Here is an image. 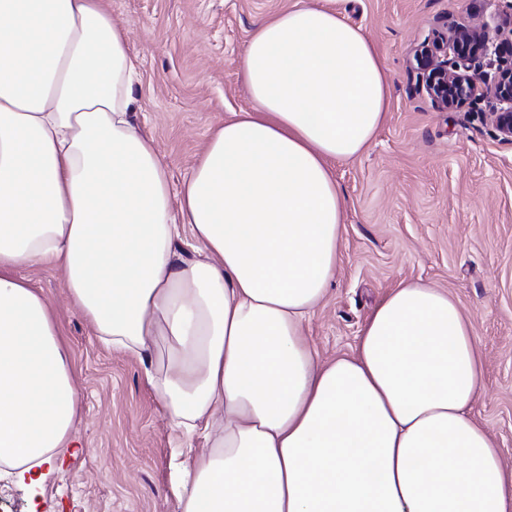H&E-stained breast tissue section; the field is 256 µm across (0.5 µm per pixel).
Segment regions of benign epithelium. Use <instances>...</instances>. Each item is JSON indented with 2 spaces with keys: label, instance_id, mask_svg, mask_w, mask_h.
I'll return each mask as SVG.
<instances>
[{
  "label": "benign epithelium",
  "instance_id": "7a95c632",
  "mask_svg": "<svg viewBox=\"0 0 512 512\" xmlns=\"http://www.w3.org/2000/svg\"><path fill=\"white\" fill-rule=\"evenodd\" d=\"M487 25L460 24L447 30L432 42H423L415 57L423 71L425 91L432 104L446 111L477 99H488L489 122L494 135L512 141V69L500 67L498 49H489ZM487 60L494 75L477 84L470 72Z\"/></svg>",
  "mask_w": 512,
  "mask_h": 512
}]
</instances>
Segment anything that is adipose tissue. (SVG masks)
Segmentation results:
<instances>
[{"instance_id": "1", "label": "adipose tissue", "mask_w": 512, "mask_h": 512, "mask_svg": "<svg viewBox=\"0 0 512 512\" xmlns=\"http://www.w3.org/2000/svg\"><path fill=\"white\" fill-rule=\"evenodd\" d=\"M106 3L0 0V465L38 487L78 417L70 354L17 275L49 265L101 340L155 352L147 382L191 447L181 512H512L447 291L400 282L331 360L305 335L343 244L333 165L387 118L362 28L308 0L261 21L240 64L251 105L175 197Z\"/></svg>"}]
</instances>
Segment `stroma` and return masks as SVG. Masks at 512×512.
<instances>
[{"instance_id": "35a3bbf8", "label": "stroma", "mask_w": 512, "mask_h": 512, "mask_svg": "<svg viewBox=\"0 0 512 512\" xmlns=\"http://www.w3.org/2000/svg\"><path fill=\"white\" fill-rule=\"evenodd\" d=\"M297 0H111L142 74L138 121L179 190L213 129L249 108L239 63L256 23ZM363 28L391 95L384 126L358 158L337 163L345 244L330 293L307 326L322 359L350 352L375 303L405 280L448 290L470 322L483 365L475 415L512 465V143L478 101L431 104L416 48L446 25L483 21L512 41L507 0H329ZM73 359L79 419L72 447L43 490L0 466V512H180L185 458L146 383L151 354L105 346L74 309L62 274L24 267Z\"/></svg>"}]
</instances>
